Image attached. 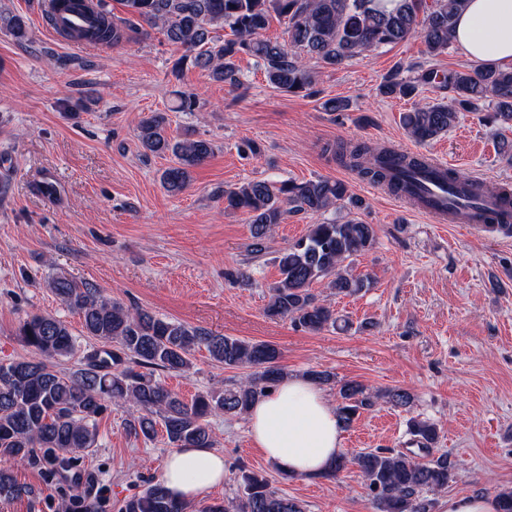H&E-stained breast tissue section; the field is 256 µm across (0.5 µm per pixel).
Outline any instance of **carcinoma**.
Returning a JSON list of instances; mask_svg holds the SVG:
<instances>
[{
    "mask_svg": "<svg viewBox=\"0 0 512 512\" xmlns=\"http://www.w3.org/2000/svg\"><path fill=\"white\" fill-rule=\"evenodd\" d=\"M463 0H434L425 8L422 0H400L389 9L383 0H121L124 15L115 16L98 0V15L77 37L102 46L117 47L128 34L146 24L161 30L165 40L184 49L171 73L186 66L198 68L210 79L232 87L244 86L236 61L247 55L264 68L272 86L288 94L313 89L316 71L312 64L338 67L366 50L397 44L409 38L423 40L427 52L438 56L448 50L456 13ZM287 20V40L265 36L273 16ZM227 27L232 37L216 40L212 28ZM0 30L18 42L29 40L24 18L0 12ZM431 86L453 94L454 104L416 103L401 121L418 142L432 140L455 126L463 112H475L481 102L495 101L493 122L512 124V70L465 67L439 73L421 65L411 76L396 70L378 87L385 98L417 97ZM137 139L144 154L171 155L173 164L162 170L159 181L170 195L189 186L192 172L213 153L210 140L186 132L176 140L166 132L165 117L142 119ZM337 156L364 179L385 184L397 194L410 183L426 161L389 147L373 148L357 143L341 145ZM459 193L484 190L512 198V190L477 184L454 171L444 173ZM338 202L354 208L360 200L347 195L344 183L318 177L303 182L247 181L224 191V203L241 210L251 225L250 253L266 252L272 226L290 213H320ZM376 243L373 225L356 219L311 225L308 234L278 253L275 264L280 279L271 287L265 314L289 320L309 331H321L337 323L335 310L312 292L321 278L336 295L351 296L367 287V280L349 273L345 262L371 250ZM52 293L82 319L83 335L112 349H97L85 357L84 366L62 372L52 360L76 349L65 321L52 314L34 313L20 325V336L31 355L0 364V462L22 464L39 458L50 466H73L97 444V422L110 397L131 402L141 414L130 425L146 441L165 433L171 448H212L216 440L209 418L220 414L244 416L253 403L285 378L278 364L280 351L266 342H247L215 334L199 327L158 317L140 307L108 299L100 290L64 275L48 282ZM205 349L226 368L249 367L252 372L232 389L210 390L189 401L169 390L156 371L185 373L193 365L195 349ZM337 414L348 427L370 409L375 400L386 399L406 409L412 402L404 388L370 393L357 381L340 385ZM412 444L428 460L388 448H374L355 456L343 453L324 474L336 478L350 466L357 468L369 490L376 512H431L428 494L448 488L456 462L442 453L433 455L438 442L437 425L412 418L407 423ZM237 493L204 506L201 512H304L293 498L274 491L259 472L239 470ZM30 490L19 485L11 469L0 467V495L19 497ZM189 504L173 499L160 482L127 498L121 512H188Z\"/></svg>",
    "mask_w": 512,
    "mask_h": 512,
    "instance_id": "obj_1",
    "label": "carcinoma"
}]
</instances>
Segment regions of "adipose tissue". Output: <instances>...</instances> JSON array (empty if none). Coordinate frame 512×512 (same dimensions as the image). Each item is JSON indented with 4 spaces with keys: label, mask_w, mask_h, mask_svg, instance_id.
Segmentation results:
<instances>
[{
    "label": "adipose tissue",
    "mask_w": 512,
    "mask_h": 512,
    "mask_svg": "<svg viewBox=\"0 0 512 512\" xmlns=\"http://www.w3.org/2000/svg\"><path fill=\"white\" fill-rule=\"evenodd\" d=\"M453 43L470 61L512 68V0H465ZM253 445L278 470L314 480L342 451L336 409L309 379L291 375L256 402L248 416ZM163 485L191 501L224 483V457L210 448H177L166 459Z\"/></svg>",
    "instance_id": "ef3b65f1"
}]
</instances>
